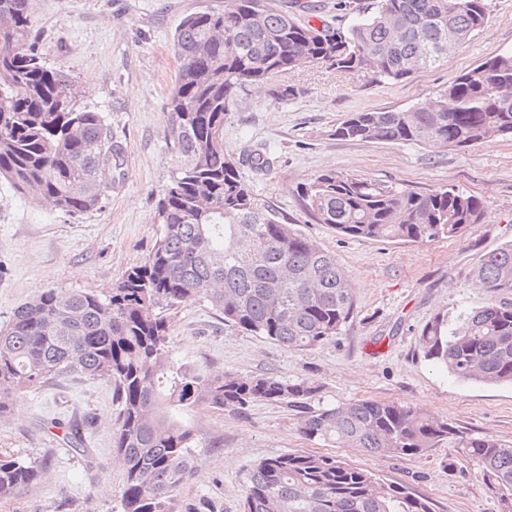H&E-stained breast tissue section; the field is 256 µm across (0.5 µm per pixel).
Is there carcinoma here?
<instances>
[{
	"label": "carcinoma",
	"mask_w": 512,
	"mask_h": 512,
	"mask_svg": "<svg viewBox=\"0 0 512 512\" xmlns=\"http://www.w3.org/2000/svg\"><path fill=\"white\" fill-rule=\"evenodd\" d=\"M35 0H0V177L79 217L112 191L123 151L100 113L78 104L71 75L35 46ZM347 27L300 24L274 0H224L183 18L173 35L179 61L168 101L172 170L156 207L159 238L148 257L106 293L50 288L16 306L0 328V417L13 401L60 377L112 385V450L125 468L121 512H179L176 491L192 471L194 429L185 415L204 405L245 410L285 404L306 439L361 448L379 457H423L445 443L463 450L512 512V442L471 436L448 419L392 401L314 404L318 387L275 375L190 372L171 362L165 312L203 301L224 324L305 351L336 340L356 296L336 255L256 203L237 164L224 156V123L243 87L268 85L302 66L340 74L369 71L397 82L448 57V33L468 42L490 22L489 0H365L348 7ZM512 51L459 75L431 109L365 110L333 131L342 140L466 148L512 137ZM319 224L344 236L427 244L463 238L481 222V200L453 187L416 192L342 171L299 186ZM290 272L272 298L263 285ZM487 301L453 328L439 313L421 330L424 357L464 382L512 385V242L470 271ZM0 448V501L41 477ZM243 512H432L408 487L388 484L332 455L285 453L260 460L247 478Z\"/></svg>",
	"instance_id": "1"
}]
</instances>
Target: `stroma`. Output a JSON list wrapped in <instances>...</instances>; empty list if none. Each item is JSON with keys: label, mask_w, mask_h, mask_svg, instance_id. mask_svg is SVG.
Wrapping results in <instances>:
<instances>
[{"label": "stroma", "mask_w": 512, "mask_h": 512, "mask_svg": "<svg viewBox=\"0 0 512 512\" xmlns=\"http://www.w3.org/2000/svg\"><path fill=\"white\" fill-rule=\"evenodd\" d=\"M33 34L49 65L66 70L80 102L100 112L123 147V177L95 211L60 213L36 192L0 178V325L20 303L50 288L106 293L141 263L160 233L155 205L171 171L167 100L179 62L173 33L192 12L224 0H35ZM299 22L347 24L339 0H276ZM512 51V0H491V20L442 66L400 83L362 72L341 76L303 67L279 77L290 96L246 86L224 124V143L258 203L334 253L356 289V308L334 342L294 351L225 326L205 303L170 311L169 355L212 375L305 378L324 401L370 398L447 418L468 434L512 441V386L462 383L434 368L419 345L437 313L482 306L469 272L479 256L512 241V138L466 148L341 140L350 113L429 104L458 75ZM347 171L418 191L455 187L479 197L483 217L461 240L428 244L340 236L305 211L298 187ZM116 405L102 379L65 377L27 392L0 418V448L41 466L37 484L0 502V512H119L124 469L112 455ZM192 476L177 490L181 512L205 504L242 512L258 461L291 452L328 453L429 498L434 512H498L496 499L461 449L442 445L421 458H381L358 448L305 439L295 411L257 404L246 412L196 409ZM76 425L91 458L76 455L62 429Z\"/></svg>", "instance_id": "1"}]
</instances>
